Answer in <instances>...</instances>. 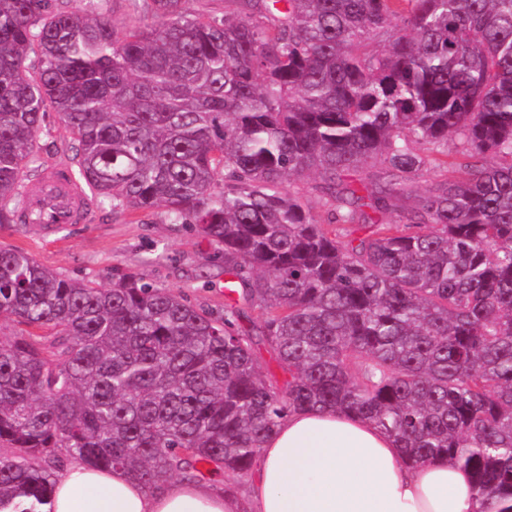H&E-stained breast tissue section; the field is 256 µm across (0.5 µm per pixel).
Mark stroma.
I'll list each match as a JSON object with an SVG mask.
<instances>
[{
    "label": "stroma",
    "instance_id": "stroma-1",
    "mask_svg": "<svg viewBox=\"0 0 512 512\" xmlns=\"http://www.w3.org/2000/svg\"><path fill=\"white\" fill-rule=\"evenodd\" d=\"M34 152L46 166L72 167L70 135L55 112H47ZM20 247L44 267L70 278L109 286L113 271L132 272L171 290L194 307L224 313V253L194 233L172 224L163 209L114 215L94 206L88 221L49 230L41 224H0V247Z\"/></svg>",
    "mask_w": 512,
    "mask_h": 512
}]
</instances>
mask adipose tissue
Returning <instances> with one entry per match:
<instances>
[{
  "label": "adipose tissue",
  "instance_id": "adipose-tissue-1",
  "mask_svg": "<svg viewBox=\"0 0 512 512\" xmlns=\"http://www.w3.org/2000/svg\"><path fill=\"white\" fill-rule=\"evenodd\" d=\"M470 474L445 460L407 465L378 427L326 410L292 412L263 445L246 494L204 480L144 487L121 468L70 461L53 512H479Z\"/></svg>",
  "mask_w": 512,
  "mask_h": 512
}]
</instances>
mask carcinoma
Segmentation results:
<instances>
[{
    "instance_id": "obj_1",
    "label": "carcinoma",
    "mask_w": 512,
    "mask_h": 512,
    "mask_svg": "<svg viewBox=\"0 0 512 512\" xmlns=\"http://www.w3.org/2000/svg\"><path fill=\"white\" fill-rule=\"evenodd\" d=\"M107 2L0 0V224L43 171L50 108L96 203L163 206L224 248V316L1 247L0 316L56 332L0 344V512H51L63 454L147 488L246 474L311 408L470 471L481 512H512V0H130L121 33ZM432 162L463 175L390 217ZM367 165L360 195L346 176ZM310 173L326 224L289 186ZM239 0H188L187 8L192 13L234 14L238 11ZM268 350L267 346H260V349L256 350L258 368L260 372L268 377H274L280 384H282L286 379H288V374L278 367V364L274 360L271 352Z\"/></svg>"
}]
</instances>
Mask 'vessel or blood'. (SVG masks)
Returning a JSON list of instances; mask_svg holds the SVG:
<instances>
[{
	"label": "vessel or blood",
	"mask_w": 512,
	"mask_h": 512,
	"mask_svg": "<svg viewBox=\"0 0 512 512\" xmlns=\"http://www.w3.org/2000/svg\"><path fill=\"white\" fill-rule=\"evenodd\" d=\"M27 206L55 215L62 225L86 221L90 215V201L81 184L69 171L57 168L44 173Z\"/></svg>",
	"instance_id": "b4317fda"
}]
</instances>
